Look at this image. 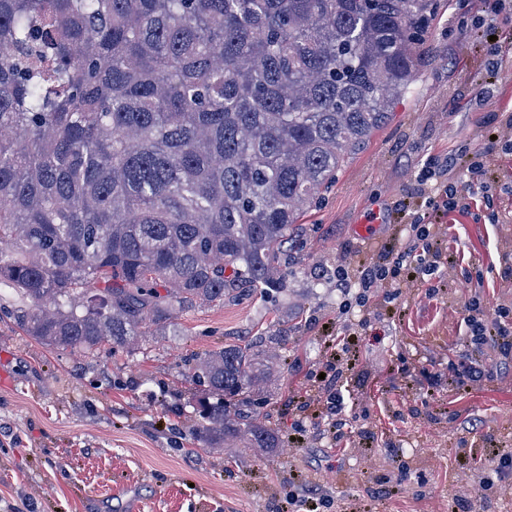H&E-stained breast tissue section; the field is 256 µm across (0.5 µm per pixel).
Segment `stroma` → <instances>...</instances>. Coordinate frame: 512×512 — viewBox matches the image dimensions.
<instances>
[{
	"mask_svg": "<svg viewBox=\"0 0 512 512\" xmlns=\"http://www.w3.org/2000/svg\"><path fill=\"white\" fill-rule=\"evenodd\" d=\"M484 8L435 0L412 94L302 217L285 289L241 287L95 357L45 346L0 316V512H280L307 482L330 500L328 512H458L456 497L470 486V512H512V488L478 487L491 459L512 453V390L490 382L428 392L457 358L472 298L512 306L502 278L512 254V154L491 157L481 179L468 172L469 150L488 148L512 115V0L487 38L471 29ZM450 154L465 203L443 219L454 274L404 291L400 319L378 305L363 366L348 377L346 444L333 446L319 428L290 442L289 399L321 357L323 322L342 317L337 260L400 245L399 205L422 200L415 175ZM245 343L277 353L271 380L242 395L244 410L279 439L267 454L239 440L215 451L198 437L196 400L207 390L193 378L195 359ZM365 426L376 437L363 443Z\"/></svg>",
	"mask_w": 512,
	"mask_h": 512,
	"instance_id": "35a3bbf8",
	"label": "stroma"
}]
</instances>
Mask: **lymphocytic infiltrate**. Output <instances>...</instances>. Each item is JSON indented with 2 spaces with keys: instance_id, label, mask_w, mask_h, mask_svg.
<instances>
[{
  "instance_id": "lymphocytic-infiltrate-1",
  "label": "lymphocytic infiltrate",
  "mask_w": 512,
  "mask_h": 512,
  "mask_svg": "<svg viewBox=\"0 0 512 512\" xmlns=\"http://www.w3.org/2000/svg\"><path fill=\"white\" fill-rule=\"evenodd\" d=\"M449 174V168L435 162L418 172V185L432 186L433 193L405 225V242L366 262L356 264L348 257L340 261L336 266V286L342 294H354L362 307L377 293L393 301L404 289L424 282L440 270L441 255L431 244L434 230L442 217L464 206ZM370 326L371 319L365 316L358 322L340 325L336 335L325 338L322 370L308 373V390L297 407L298 432H305L307 423L315 421L324 425L333 442L345 438L342 387L353 364L344 355ZM467 326L469 334L462 343V358L448 367L449 388L481 386L492 380L512 386V309L499 305L492 314L469 316ZM490 358L495 361L491 368L486 365Z\"/></svg>"
}]
</instances>
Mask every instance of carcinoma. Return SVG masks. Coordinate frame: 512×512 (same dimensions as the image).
Returning <instances> with one entry per match:
<instances>
[{"instance_id":"carcinoma-1","label":"carcinoma","mask_w":512,"mask_h":512,"mask_svg":"<svg viewBox=\"0 0 512 512\" xmlns=\"http://www.w3.org/2000/svg\"><path fill=\"white\" fill-rule=\"evenodd\" d=\"M433 0H0V286L93 355L240 285L280 289L297 221L413 87ZM271 356L225 347L222 396ZM200 437H278L220 401Z\"/></svg>"}]
</instances>
